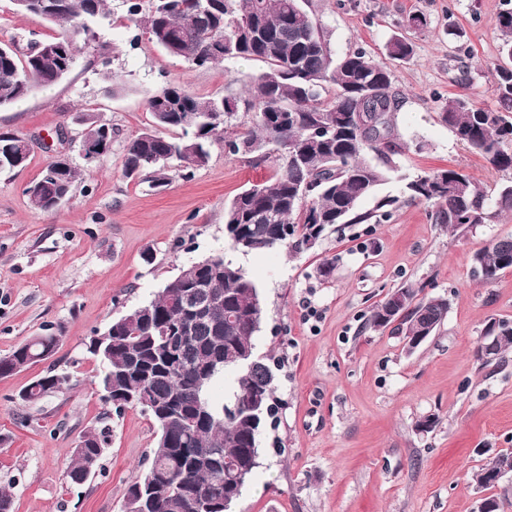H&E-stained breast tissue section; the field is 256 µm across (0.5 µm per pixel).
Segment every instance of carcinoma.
Segmentation results:
<instances>
[{
    "instance_id": "cac0c4a2",
    "label": "carcinoma",
    "mask_w": 512,
    "mask_h": 512,
    "mask_svg": "<svg viewBox=\"0 0 512 512\" xmlns=\"http://www.w3.org/2000/svg\"><path fill=\"white\" fill-rule=\"evenodd\" d=\"M49 2L26 0L22 11L62 27L47 41L58 50L28 45L21 52L0 46V106L58 82L74 66L78 38H96L91 24L105 15V0H62L61 16L46 10ZM127 2L128 20L144 23L151 39L174 57L196 67L229 59L260 60L266 69L243 75L248 93L242 100L199 97L180 84L152 95L147 107L154 128L127 142L122 157L126 178L152 174L161 183L174 161L186 169L206 166L211 141L224 132L226 118L242 104L250 126L224 140L225 151L248 154L257 164L273 159L279 170L269 181L238 193L225 208L227 239H249L240 250L285 248L301 253L314 248L329 226L391 218L398 199L378 196L388 169L364 161L373 154L389 163L400 149L392 128L397 102L390 72L371 52L358 47L334 56L304 0H151L145 17L142 0ZM252 17L263 35L239 40V25ZM497 27L500 53L512 51V11L498 15ZM387 50L390 57L402 60L413 48L396 36ZM497 76L496 108L453 95L441 102V119L464 146L506 171L512 170V71L499 67ZM318 123L329 129L330 138L306 143ZM167 130L181 135L170 137ZM292 145L305 149L302 160H288ZM51 168L47 164L32 182L28 202L34 210L50 212L55 196L72 195L78 172L70 166L52 178ZM405 194L409 201L432 204L436 219L452 231L485 224L512 210V184L503 186L492 201L481 183L449 168L415 177L406 183ZM368 198L376 199L374 209L360 211ZM472 263L488 283L512 270V235L493 240L473 255ZM188 295L202 308L196 316L181 312ZM258 302L254 281L217 254L199 261L195 284L187 286L175 277L157 298L112 321L107 335L91 340L87 351L102 364L98 384L105 403L117 411L139 406L157 427L147 472L127 488L121 512H142L145 500L147 512H221L224 493L234 489L238 477H252L259 426L246 410L256 399L270 404L275 384L260 367L240 368L239 356L254 345L259 328ZM446 313L447 305L438 299L420 298L415 289L400 287L375 307L370 322L378 328L392 325L407 338L434 334ZM498 326L496 355L478 357L485 367L502 363L512 348V320L500 319ZM164 329L178 337L174 345L164 343ZM60 341L54 332L27 338L0 357V377L48 360ZM228 371L233 373L229 402L216 401L209 390ZM65 383V377L49 368L21 391L20 399L32 402L49 396ZM230 403L240 405V416L224 415ZM108 437L106 426L83 432L87 447L74 448L65 471L68 483L86 482L84 470L91 461L100 464ZM505 466L512 467V450L498 453L473 480L493 488L489 474Z\"/></svg>"
}]
</instances>
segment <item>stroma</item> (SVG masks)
Instances as JSON below:
<instances>
[{"mask_svg":"<svg viewBox=\"0 0 512 512\" xmlns=\"http://www.w3.org/2000/svg\"><path fill=\"white\" fill-rule=\"evenodd\" d=\"M304 7L333 55L362 47L390 69L401 150L380 188L399 199L391 219L328 227L300 254H245L224 239L225 204L272 178V163L229 154L217 140L205 167L172 171L162 187L121 171L125 143L152 126L149 97L172 83L204 98L238 96L236 76L264 70L263 62L191 66L130 24L126 0H106L97 39L79 44L71 72L0 106V132L35 142L26 168L0 171V356L49 329L61 335L51 362L70 377L63 392L35 405L19 393L42 365L0 378V485L12 486L13 512H120L148 466L156 430L141 409L118 412L102 400L101 366L87 346L112 320L153 300L181 266L217 252L255 282L264 308L255 351L279 366L276 418L259 437L258 465L234 512H478L489 494L500 512H512V477L489 490L472 480L492 456L512 450V351L499 366H481L475 355L487 319L512 320V272L487 284L472 264L491 240L512 235V211L452 233L431 205L402 197L408 178L438 169L463 171L492 196L512 182V170H496L463 146L439 115L441 99L455 94L496 106V19L512 0ZM419 13L426 26L409 28ZM60 31L0 0V45ZM396 35L411 42L409 58L388 56ZM85 113L112 128V147L96 166L80 153ZM61 131L80 176L55 210H31L25 189ZM327 259L335 268L326 278ZM402 286L450 302L440 329L412 352L370 323L373 308ZM101 424L112 437L97 472L69 486L64 471L81 434Z\"/></svg>","mask_w":512,"mask_h":512,"instance_id":"obj_1","label":"stroma"}]
</instances>
